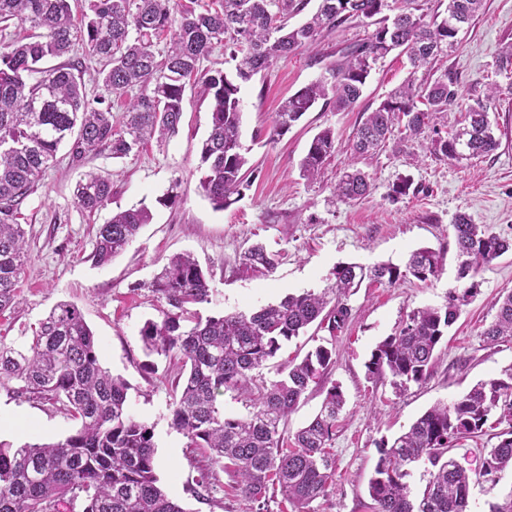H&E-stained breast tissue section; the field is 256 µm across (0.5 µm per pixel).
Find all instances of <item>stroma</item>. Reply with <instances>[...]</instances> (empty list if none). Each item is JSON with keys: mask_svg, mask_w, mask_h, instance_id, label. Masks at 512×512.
<instances>
[{"mask_svg": "<svg viewBox=\"0 0 512 512\" xmlns=\"http://www.w3.org/2000/svg\"><path fill=\"white\" fill-rule=\"evenodd\" d=\"M363 34V27H345L317 48L298 50L242 83V141L250 149V185L230 207L213 209L199 189V145L207 134L210 103L189 87L176 137L149 141L123 159L102 152L81 168L71 163L66 149H59L55 164L21 208L30 261L15 310L0 314V341L28 343L55 304H75L98 341L102 365L127 381L130 410L153 425L156 475L185 512H244L246 504L232 493V477L219 469L213 471L209 500L196 498V481L209 461L202 452L186 448L185 438L170 426L173 390L160 377L165 358H157L156 369L147 366L139 330L146 320L158 317L161 307L148 284L172 255L191 254L207 272L212 301L197 308L207 317L248 313L291 294L320 290L342 262L401 264L421 247L437 253L442 265L437 280L365 286L351 296V321L333 345L332 367L288 420L289 431H296L319 410L328 387L340 385L346 404L332 443L336 475L327 496L312 503L311 512H370L367 487L379 443L399 435L434 404L452 402L477 381L501 377L512 367V340L493 343L483 336L496 315V300L512 291L510 252L471 274L476 291L449 328L423 385L399 395L388 383L369 377L366 368L376 345L413 309L444 306L457 288L456 215L467 214L473 223L512 238V70L499 67L503 47L512 43V0H484L457 49L436 63L456 77L461 96H470L476 80L500 87L498 109L490 115L500 146L485 157L439 159L432 153L430 131L409 141L392 136L372 155L356 158L347 152L367 113L409 77L408 60L396 51L372 71L353 111L337 112L322 102L282 138L265 140L282 101L327 76L338 50ZM327 127L336 134V152L317 179L307 180L300 161L313 136ZM350 166L369 175L371 191L349 204L338 201L333 190ZM85 168L112 180L111 203L93 214L80 209L73 196ZM402 176L413 181L410 193L392 199V185ZM171 190L177 193L172 202L166 199ZM142 205L150 209L151 223L112 263L95 266L98 225L113 212ZM256 241L276 254L273 271H242L240 257ZM327 336L326 330L313 326L292 339L262 368L263 380H277L283 363L302 359ZM0 411L8 415L0 422V440L16 447L56 442L76 429L64 414L3 387ZM493 443L488 435L465 437L450 450L473 477L474 512H491L512 493V472L501 473L495 482L481 475L485 450Z\"/></svg>", "mask_w": 512, "mask_h": 512, "instance_id": "obj_1", "label": "stroma"}]
</instances>
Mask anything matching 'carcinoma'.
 Wrapping results in <instances>:
<instances>
[{
	"label": "carcinoma",
	"mask_w": 512,
	"mask_h": 512,
	"mask_svg": "<svg viewBox=\"0 0 512 512\" xmlns=\"http://www.w3.org/2000/svg\"><path fill=\"white\" fill-rule=\"evenodd\" d=\"M317 2L310 12L311 0H218L217 8L198 12L181 0H0V36L8 40L0 47V313L15 304L30 261L27 230L17 222L21 205L62 144H69L71 163L79 165L101 151L123 158L154 137L169 139L178 133L190 83L210 99L211 108L210 131L200 146V188L214 209L227 208L248 182L241 83L354 22L364 27V35L339 51L329 70L332 81L316 80L288 97L275 113L270 139L288 133L321 100L338 112L353 110L374 66L399 49L412 76L358 126L349 144L352 154L379 150L396 125H403L405 138H416L452 110L462 120L433 139L436 157L476 158L499 148L489 121L498 88L465 100L452 73L431 74L437 57L459 44V33L479 13L482 0H448L446 16L430 19L418 0ZM299 16L304 20L290 24ZM12 26L27 34L8 32ZM168 32L165 50L155 52L156 41ZM218 44L229 50L235 73L201 69ZM79 46L101 62L99 80L108 95L126 98L118 127L112 123V102L88 99L74 65L45 66ZM134 89L139 93L129 96ZM335 152L334 131L321 130L301 162L303 176L317 178ZM370 187L366 173L349 168L334 195L352 203L364 199ZM73 195L82 210L95 213L111 201L112 181L88 171ZM151 219L146 207L112 214L96 231L94 263L111 262ZM452 230L461 287L442 308L412 311L371 352L368 373L397 393L430 375L437 346L476 288L464 279L512 250L511 239L465 214L455 218ZM276 264V255L259 243L241 262L247 272H270ZM440 273L439 260L428 249L412 252L403 268L392 262L341 263L318 292L290 294L248 314L204 319L190 306L211 303L206 273L189 254L170 257L148 284L164 301L160 317L147 320L139 335L146 355L164 357L176 374L171 427L186 447L233 474V490L250 503L251 512H268V492L275 487L293 512H310V504L327 496L333 483L331 447L345 405L341 387L332 385L315 416L291 435L288 418L330 369L333 340L351 319L350 296L365 282L391 287L410 276L427 282ZM497 304L495 320L484 331L492 341L512 337V291ZM318 319L327 322L330 338L301 361L285 363L280 379L256 383L255 372ZM13 381L12 393L41 400L78 427L55 443L14 448L0 441V512H59L64 501L81 502L82 512H185L158 484L153 426L129 411L128 383L103 367L97 339L76 306L58 303L26 347L0 342V385ZM228 391L245 400L247 415L224 414L220 397ZM493 417L508 428L486 449L485 476L512 470V367L503 378L478 381L450 404L432 406L392 442L378 444L368 486L374 512H471L472 478L448 449L466 435H482ZM413 466L429 475L418 493L408 482Z\"/></svg>",
	"instance_id": "carcinoma-1"
}]
</instances>
